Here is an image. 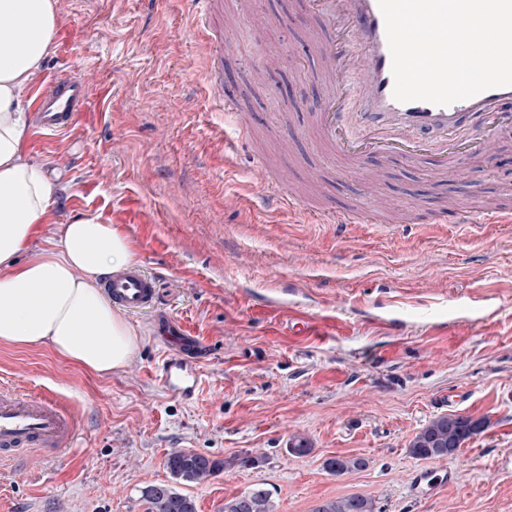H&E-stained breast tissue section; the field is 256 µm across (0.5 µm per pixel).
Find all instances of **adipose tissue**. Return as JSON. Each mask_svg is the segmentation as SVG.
Masks as SVG:
<instances>
[{"label":"adipose tissue","instance_id":"adipose-tissue-1","mask_svg":"<svg viewBox=\"0 0 512 512\" xmlns=\"http://www.w3.org/2000/svg\"><path fill=\"white\" fill-rule=\"evenodd\" d=\"M56 8L57 0H0V342L46 343L103 376L128 364L137 333L101 280L134 254L99 213L72 218L41 239L52 190L23 149L22 95L51 52ZM85 331L92 342L82 340Z\"/></svg>","mask_w":512,"mask_h":512}]
</instances>
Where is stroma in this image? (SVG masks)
<instances>
[{
    "label": "stroma",
    "mask_w": 512,
    "mask_h": 512,
    "mask_svg": "<svg viewBox=\"0 0 512 512\" xmlns=\"http://www.w3.org/2000/svg\"><path fill=\"white\" fill-rule=\"evenodd\" d=\"M254 12L274 24L252 30ZM323 21L306 0H223V79L254 120L232 155L184 0H59L55 47L32 84L73 69L96 79L69 132L26 137L53 187L41 234L86 212L118 225L135 264L160 277L163 308L198 338L202 384L189 401L165 390L168 345L147 314L129 315L137 349L104 376L47 345L0 343V382L53 391L79 422L72 447L0 462V512H148L143 488L169 482L165 459L180 449L261 458L184 487L197 512H224L254 487L270 491L274 512L349 494L379 512H512V224L429 221L456 203L512 205V129L498 130L493 162L458 155L459 178L370 157L380 176L363 188L325 159L310 127L320 89L306 56ZM281 111L295 124L292 174L312 197L341 210L373 192L425 223L311 224L272 201L252 158ZM290 307L337 324L290 335ZM445 414L486 425L454 456L412 457L410 440ZM295 435L308 454L288 452ZM338 455L369 466L329 474L323 462ZM418 468L454 478L417 498Z\"/></svg>",
    "instance_id": "35a3bbf8"
}]
</instances>
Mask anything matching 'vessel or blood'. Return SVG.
Returning a JSON list of instances; mask_svg holds the SVG:
<instances>
[{"mask_svg":"<svg viewBox=\"0 0 512 512\" xmlns=\"http://www.w3.org/2000/svg\"><path fill=\"white\" fill-rule=\"evenodd\" d=\"M187 14L195 29L211 47L210 65L218 67L230 43L215 22L218 0H185ZM311 7H324L329 37L317 46L322 81L328 89L319 104L315 126L346 169L362 183L374 172L367 168L369 151L382 154L401 152L406 162H425L437 174L458 172L456 139L471 120L486 127L479 137L466 140L467 150L492 160L496 153L495 123H512V86L492 88L471 98L446 106L426 101L400 102L393 96L392 57L388 47L384 17L378 0H310ZM358 73L370 108L363 116L365 133L349 134L348 78ZM91 76L77 79L62 72L35 94L36 133L69 131L84 111ZM258 173L277 194L280 206L293 209L303 200L288 181L287 171L270 175L262 157H255ZM381 207H353L347 211L327 206L309 210L313 224H377ZM459 224H511L512 211L490 208L475 212L457 207ZM104 290L114 306L130 312L155 309L158 285L155 276L133 266L106 277ZM159 335L170 336L174 346L168 351L159 377L176 398L193 396L200 379L198 355L186 342L187 330L173 317H159ZM77 433L74 413L57 397L34 394L13 383L0 385V459L23 460L32 448L54 450L70 446Z\"/></svg>","mask_w":512,"mask_h":512,"instance_id":"b4317fda","label":"vessel or blood"}]
</instances>
